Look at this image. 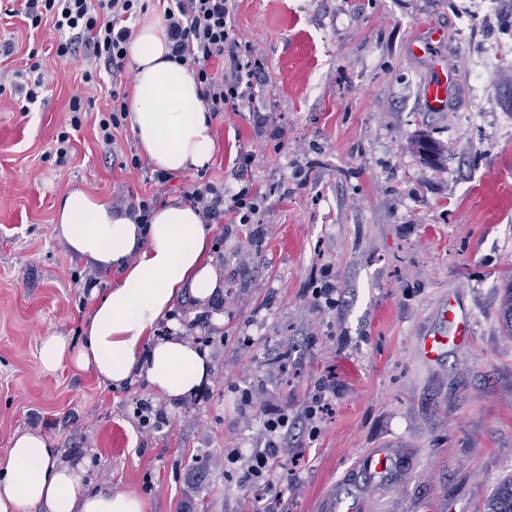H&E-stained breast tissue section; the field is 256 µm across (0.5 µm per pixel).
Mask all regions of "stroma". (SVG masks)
<instances>
[{
    "instance_id": "35a3bbf8",
    "label": "stroma",
    "mask_w": 512,
    "mask_h": 512,
    "mask_svg": "<svg viewBox=\"0 0 512 512\" xmlns=\"http://www.w3.org/2000/svg\"><path fill=\"white\" fill-rule=\"evenodd\" d=\"M234 33L266 75L257 87L266 124L251 112L214 118L217 148L204 171L171 174L165 199L182 200L199 176L233 194L250 186L252 223L218 222L211 255L224 286L207 303L184 297L171 328L209 336L211 376L179 403L145 382L101 385L68 366L45 371L41 337L79 342L99 287L117 279L86 265L52 232L74 186L129 208L151 194L130 168V127L101 141L111 80H81L84 56L62 61L56 31L0 12L1 69L37 52L47 73L29 109L0 95V457L19 431L47 433L94 491L127 490L147 512H328L336 495L365 512H485L512 474V337L500 301L512 283V112L501 76L512 68V0H234ZM444 31L428 44V27ZM455 80L448 107L426 109L435 64ZM92 106L70 131L72 97ZM69 132L71 153L50 151ZM443 152L428 162L417 147ZM255 161L241 172L239 158ZM333 285L335 308L318 306ZM457 302L473 337L439 360L419 342ZM340 391L308 435L298 422L315 382ZM253 397L244 408L242 392ZM170 425L142 428L136 402ZM294 426L273 488L242 489L226 454L260 442L263 409ZM387 449L393 469L372 480L360 460Z\"/></svg>"
}]
</instances>
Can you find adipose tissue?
Listing matches in <instances>:
<instances>
[{
  "instance_id": "1",
  "label": "adipose tissue",
  "mask_w": 512,
  "mask_h": 512,
  "mask_svg": "<svg viewBox=\"0 0 512 512\" xmlns=\"http://www.w3.org/2000/svg\"><path fill=\"white\" fill-rule=\"evenodd\" d=\"M130 52L131 126L140 150L163 172L205 167L216 150L213 119L196 80L169 57L163 14L142 16ZM216 231L185 200L157 206L144 224L114 209L108 198L69 190L57 205L56 239L87 265L117 268L121 276L94 290L79 343L41 338L43 367L52 371L66 363L111 388L140 377L175 403L197 392L210 377L207 354L180 336L156 341L152 333L185 295L203 303L221 288L211 256ZM0 512H146V504L131 492L87 491L48 437L25 431L14 435L0 459Z\"/></svg>"
}]
</instances>
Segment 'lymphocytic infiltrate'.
Segmentation results:
<instances>
[{"instance_id":"f902f5d3","label":"lymphocytic infiltrate","mask_w":512,"mask_h":512,"mask_svg":"<svg viewBox=\"0 0 512 512\" xmlns=\"http://www.w3.org/2000/svg\"><path fill=\"white\" fill-rule=\"evenodd\" d=\"M21 14L30 27L51 22L59 32L55 54L66 60L84 52L91 65L82 75L85 83H99L101 72L121 78L132 37L130 20L145 13L147 0H18ZM232 0H169L165 9L171 56L186 67L200 87L209 112H241L250 108V88L265 81L264 68L253 59L248 45L233 34ZM228 59L224 71L212 68L213 61ZM47 85L39 61L26 60L22 68L0 72V94L11 92L35 103ZM195 204L204 223L211 224L232 212L240 223H251L257 212L256 197L243 187L225 197L221 186L199 179L185 193ZM262 440L251 451L231 449L229 463L239 465L243 487L271 486L276 466L288 447V416L270 407Z\"/></svg>"}]
</instances>
